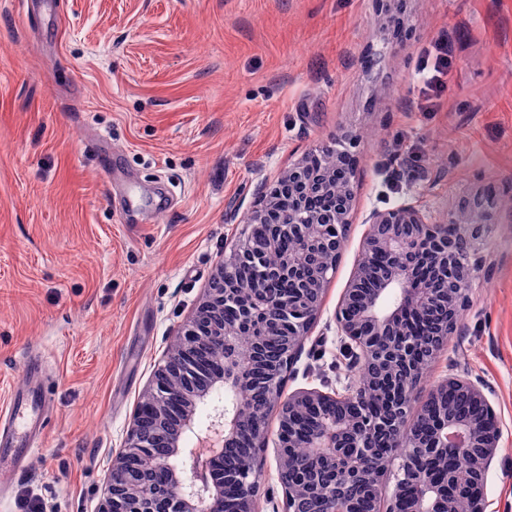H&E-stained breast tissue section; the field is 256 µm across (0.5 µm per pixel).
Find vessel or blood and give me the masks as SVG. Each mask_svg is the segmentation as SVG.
Returning a JSON list of instances; mask_svg holds the SVG:
<instances>
[{"label": "vessel or blood", "instance_id": "vessel-or-blood-1", "mask_svg": "<svg viewBox=\"0 0 512 512\" xmlns=\"http://www.w3.org/2000/svg\"><path fill=\"white\" fill-rule=\"evenodd\" d=\"M47 403L44 387L32 380L10 391L0 408V463L18 462L38 447Z\"/></svg>", "mask_w": 512, "mask_h": 512}]
</instances>
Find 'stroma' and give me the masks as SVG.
I'll use <instances>...</instances> for the list:
<instances>
[{
	"mask_svg": "<svg viewBox=\"0 0 512 512\" xmlns=\"http://www.w3.org/2000/svg\"><path fill=\"white\" fill-rule=\"evenodd\" d=\"M448 32L444 107L412 110ZM358 135L355 211L285 392L347 377L334 314L373 208L443 215L512 195V0H0V404L41 356V449L0 468V512H100L155 369L229 256L260 184ZM416 391L481 379L502 438L487 512H512V206Z\"/></svg>",
	"mask_w": 512,
	"mask_h": 512,
	"instance_id": "35a3bbf8",
	"label": "stroma"
}]
</instances>
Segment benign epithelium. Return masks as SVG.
Listing matches in <instances>:
<instances>
[{
  "label": "benign epithelium",
  "instance_id": "benign-epithelium-1",
  "mask_svg": "<svg viewBox=\"0 0 512 512\" xmlns=\"http://www.w3.org/2000/svg\"><path fill=\"white\" fill-rule=\"evenodd\" d=\"M357 142L351 133L336 140V159L329 168H312L310 155H305L271 189L260 192L253 216L266 223L268 246L276 248L281 241L292 240L303 256H318L322 264L308 282L304 261L293 253L270 269L259 264L258 251L248 237L239 240L157 369L146 392L155 425L153 440L146 441L138 421H132L125 448L112 466L102 512H224V450L234 447L247 430L256 450L263 451L273 410L279 416L275 447L285 512H364L345 492L352 485L371 487L374 512H454L459 495L470 500V512H486L484 483L502 431L483 384L465 375L450 376L415 409L414 382L408 377L395 382L383 374L393 362L408 363L417 350L418 336L401 328L407 310L443 304L448 308V331L454 330V317L480 271L477 255L484 246L483 228L493 223L496 201L491 193L466 196L443 217L409 198L373 210L361 257L336 308L343 353L350 366L373 377L363 376V387L346 385L343 393L303 389L282 397L284 374L310 333L327 273L339 260L348 225L353 223ZM329 191L336 196L334 213L309 209L312 198ZM369 255L383 258L384 266L366 264ZM241 266L254 267L256 280L249 285L237 279ZM226 309L234 318H213L215 311ZM259 313L264 323L254 335L250 363L260 372L251 378L247 368L236 365L234 348L242 330L252 327ZM203 345L217 351L223 362L200 381L195 378L194 352ZM250 380L262 394L259 404L250 400L246 387ZM173 394L183 401L176 424L167 407ZM371 395L385 400L390 409L366 410ZM453 395L467 399L477 413L468 415L448 406ZM343 402L353 408L354 417H341L337 406ZM203 405L211 406L212 414L200 434L195 417ZM308 412L314 414L316 428L305 437L309 457L299 463L290 451L293 430L285 426ZM426 419L430 430L421 439L415 431ZM191 434L199 442L194 448L186 447ZM450 448L455 449L454 462L472 472L473 480L465 488L443 484L432 471L412 465L418 454L437 457ZM148 454L168 478L158 511L153 508L156 488L140 466ZM261 477L256 458L237 469L238 512H257ZM391 478L393 489L388 493L385 488Z\"/></svg>",
  "mask_w": 512,
  "mask_h": 512
}]
</instances>
